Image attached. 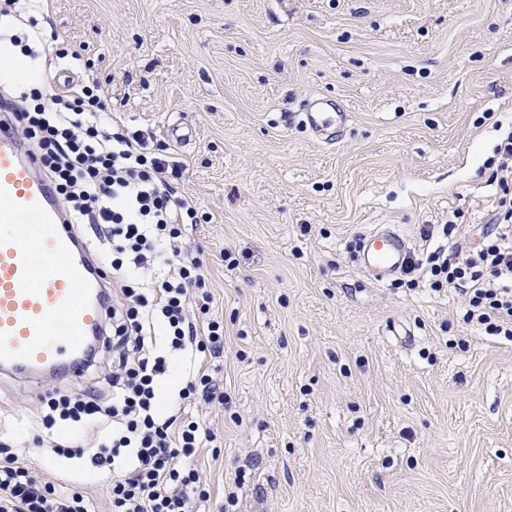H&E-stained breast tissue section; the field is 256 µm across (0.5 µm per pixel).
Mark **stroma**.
<instances>
[{"label":"stroma","instance_id":"1","mask_svg":"<svg viewBox=\"0 0 512 512\" xmlns=\"http://www.w3.org/2000/svg\"><path fill=\"white\" fill-rule=\"evenodd\" d=\"M51 23L104 111L170 145L198 212L183 242L227 399L193 410L215 435L188 461L205 512H512V340L466 322L459 289L380 286L356 260L385 226L421 255L482 244L512 0H53ZM317 96L349 112L340 142L303 125ZM93 383L0 379V440L110 512L111 471L31 446L44 397Z\"/></svg>","mask_w":512,"mask_h":512}]
</instances>
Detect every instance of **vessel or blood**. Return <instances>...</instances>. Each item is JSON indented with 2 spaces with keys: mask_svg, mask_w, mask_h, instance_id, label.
<instances>
[{
  "mask_svg": "<svg viewBox=\"0 0 512 512\" xmlns=\"http://www.w3.org/2000/svg\"><path fill=\"white\" fill-rule=\"evenodd\" d=\"M303 122L323 143L338 141L348 113L322 99ZM410 252L390 228L372 233L361 268L382 284L400 274ZM105 279L75 238L37 160L14 123L0 117V377L37 380L80 375L108 315Z\"/></svg>",
  "mask_w": 512,
  "mask_h": 512,
  "instance_id": "1",
  "label": "vessel or blood"
}]
</instances>
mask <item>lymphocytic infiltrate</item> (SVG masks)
<instances>
[{
  "label": "lymphocytic infiltrate",
  "mask_w": 512,
  "mask_h": 512,
  "mask_svg": "<svg viewBox=\"0 0 512 512\" xmlns=\"http://www.w3.org/2000/svg\"><path fill=\"white\" fill-rule=\"evenodd\" d=\"M18 15L24 36H11L22 55H32L49 23L48 0H0V17ZM57 70L82 72L79 83L46 94L43 87L16 90L6 104L38 151L46 177L64 204L69 224L89 228L107 249L112 266L109 369L95 387L55 392L42 423H96L106 432L95 444L54 443L57 454L88 457L111 467V512H200L209 498L197 469L177 467L213 442L212 431L191 406L223 402L208 374L210 358L224 351V323L209 317L211 296L197 258L182 243L184 225L197 211L173 187L181 173L166 146L144 150L145 136L102 117L101 84L84 71L81 52L61 44L49 57ZM502 158L493 178L501 195L487 242L466 258H409L411 285L432 290L458 287L468 298V322L491 335L512 336V127L496 148ZM189 362L175 410L161 403L160 379L172 361ZM111 400H104L103 391ZM0 512H88L80 492L58 493L36 478L26 457L0 442Z\"/></svg>",
  "instance_id": "lymphocytic-infiltrate-1"
}]
</instances>
